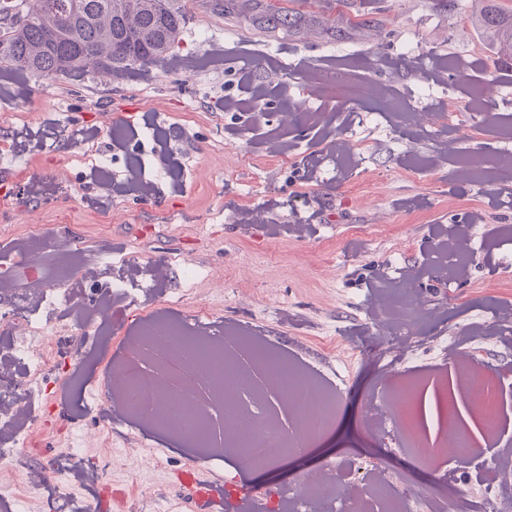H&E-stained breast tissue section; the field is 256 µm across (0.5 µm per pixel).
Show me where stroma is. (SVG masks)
<instances>
[{
	"mask_svg": "<svg viewBox=\"0 0 512 512\" xmlns=\"http://www.w3.org/2000/svg\"><path fill=\"white\" fill-rule=\"evenodd\" d=\"M352 3L347 9L318 0L288 34L255 29L244 14L211 15L200 0H189L173 61L121 76L82 71L45 80L1 73L0 118L42 146L21 150L8 179L0 180V198L12 214L0 219V250L72 237L87 250L141 267L185 259L205 269L212 280L189 293V310L249 326L256 335L274 330L288 349L308 344L340 366V425L322 464L345 472L382 456L391 476L416 478L423 465L393 442L370 446L363 410L386 370L442 378L444 357L433 351L434 337L493 322L496 308L512 302V187L467 181L457 163L461 154L512 151L502 129L512 123V57L477 23L487 0ZM354 10L380 18V26L346 30ZM442 60L448 66L434 77ZM317 67L341 70L363 97L317 96L308 82ZM490 81L500 98L486 103L481 90ZM255 83L267 87L255 106L265 120L223 110L225 97H248ZM445 97L461 109L450 127L456 150L448 155L441 138L394 127L386 106L396 98L429 113ZM478 103L486 116L475 130L467 111ZM301 105L325 113L329 137L314 127L281 126L280 113ZM83 128L97 130L94 147L117 159L111 177L122 190L106 208L95 206L97 175L80 161L84 147L76 132ZM128 157L145 166L150 195L126 185ZM257 207L264 223L244 222L242 211ZM477 212L485 223H472ZM297 221L308 227L305 238L288 233ZM463 229L480 245L465 277L457 278L430 257ZM408 266L418 269V290L438 313L415 339L414 357L397 362L376 336L367 307L381 279ZM167 307L159 293L138 298L112 321L107 358L76 341L80 383L56 376V414L38 434L77 467L107 464L114 445L138 438L142 453L159 461L151 496H140L121 467L106 478L135 512H153L155 500L175 498L169 473L191 458L168 436L131 421L116 424L97 406L108 387L107 363L127 356L124 337ZM80 434L83 450L71 455ZM455 468L452 481H435V493L464 504L490 497L512 512V495L479 482L465 462Z\"/></svg>",
	"mask_w": 512,
	"mask_h": 512,
	"instance_id": "stroma-1",
	"label": "stroma"
}]
</instances>
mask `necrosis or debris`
<instances>
[{"label": "necrosis or debris", "mask_w": 512, "mask_h": 512, "mask_svg": "<svg viewBox=\"0 0 512 512\" xmlns=\"http://www.w3.org/2000/svg\"><path fill=\"white\" fill-rule=\"evenodd\" d=\"M465 176L481 184L512 181V154L486 160L466 157ZM0 276V459L26 447L30 436L52 413L34 411V397L48 391V376L73 359L71 332L96 331L139 295L160 289L169 304L184 305L190 288L207 278L190 262L168 263L147 273L109 277L111 254L91 256L58 250L46 265L40 244L8 256ZM375 326L389 349L411 351V340L430 315L429 301L409 279L374 301ZM129 358L111 365V388L102 410L138 421L142 426L177 436L210 467H220L226 452L263 463L277 462L284 450L303 453L308 443L327 432L338 411L342 379L338 372L301 367L297 356L274 336L230 331L212 317L172 319L163 312L145 319L126 339ZM423 386L411 376L381 388L366 412V428L376 438H395L416 461L429 453L453 458L464 441L454 426L441 429L434 446L420 433ZM26 494L46 483L54 492L42 512H56L69 499L72 480L63 476L56 458L20 478ZM25 494V496H26ZM25 496L0 497V512H25ZM448 512L433 493H410L405 481L379 472L368 486L344 488L325 475L302 477L298 487L275 497H256L251 512Z\"/></svg>", "instance_id": "4bbe7bcc"}]
</instances>
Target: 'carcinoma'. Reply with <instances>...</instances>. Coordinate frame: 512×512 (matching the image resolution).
<instances>
[{
	"label": "carcinoma",
	"instance_id": "obj_1",
	"mask_svg": "<svg viewBox=\"0 0 512 512\" xmlns=\"http://www.w3.org/2000/svg\"><path fill=\"white\" fill-rule=\"evenodd\" d=\"M187 0H0V71L54 78L93 67L113 75L147 68L175 48ZM250 4L252 19L273 32L298 20L297 4ZM479 25L512 47V10L496 6Z\"/></svg>",
	"mask_w": 512,
	"mask_h": 512
}]
</instances>
